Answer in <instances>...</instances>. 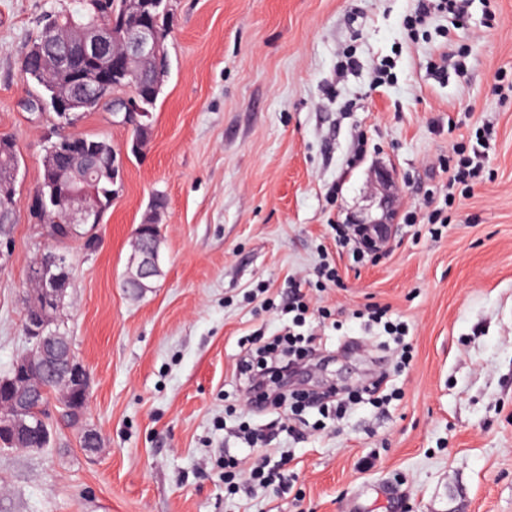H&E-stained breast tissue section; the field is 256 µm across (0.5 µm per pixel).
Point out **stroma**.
<instances>
[{"mask_svg":"<svg viewBox=\"0 0 512 512\" xmlns=\"http://www.w3.org/2000/svg\"><path fill=\"white\" fill-rule=\"evenodd\" d=\"M55 0H0V135L21 158L9 257L0 260V374L30 347V260L51 247L30 212L49 115L27 108L22 61ZM418 0H173L171 70L152 136L126 160L96 249L60 245L71 264L61 322L91 389L80 428L54 422L45 449L0 448V512H512V0H469L464 17L405 28ZM466 51L431 66L446 29ZM355 67L339 71L343 53ZM392 75L373 87L380 66ZM77 132L125 148L111 101ZM373 145L354 167L358 135ZM483 167L445 206L454 147ZM392 171L413 226L352 266L334 225L381 217L371 171ZM339 195H332L333 186ZM162 192V273L122 286L134 228ZM447 207L448 221L429 213ZM341 280L322 283V260ZM300 286L332 313L331 359L309 389L352 390L379 373L395 394L280 435L291 491L230 494L224 456H242L247 406L240 342L273 334L276 304ZM379 303L407 324L413 359L357 310Z\"/></svg>","mask_w":512,"mask_h":512,"instance_id":"35a3bbf8","label":"stroma"}]
</instances>
